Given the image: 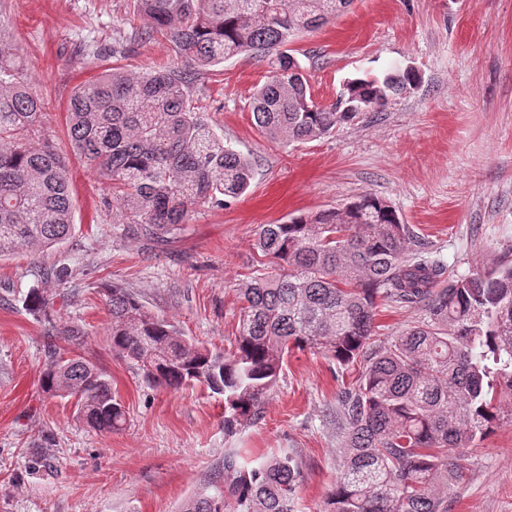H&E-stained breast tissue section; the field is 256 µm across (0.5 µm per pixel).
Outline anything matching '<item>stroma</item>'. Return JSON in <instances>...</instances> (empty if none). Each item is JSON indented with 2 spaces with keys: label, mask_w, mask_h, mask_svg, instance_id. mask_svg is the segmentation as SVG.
<instances>
[{
  "label": "stroma",
  "mask_w": 512,
  "mask_h": 512,
  "mask_svg": "<svg viewBox=\"0 0 512 512\" xmlns=\"http://www.w3.org/2000/svg\"><path fill=\"white\" fill-rule=\"evenodd\" d=\"M133 0H0L12 43L44 98L46 126L67 158L74 230L60 249H22L0 260V512H179L222 486L224 452L257 459L297 452L303 471L296 512H321L342 464L336 404L357 375L321 354L292 352L259 417L224 432V401L202 386L173 391L143 383L110 343L108 293L118 285L207 346L230 348L242 284L266 272L253 247L261 225L336 207L365 193L387 200L448 273L512 262V0H354L350 9L291 45L317 102L330 105L353 78L413 67L418 84L379 112L330 135L283 145L254 125L250 104L267 67L241 55L204 79L200 105L224 142L248 155L247 192L222 207H196L188 223L150 240L115 223L107 184L76 154L66 113L77 86L104 65L139 73L186 64L164 38L129 44L100 62ZM66 265L67 284L43 268ZM55 295L79 289L57 323L83 324L82 356L112 379L129 422L111 434L88 428L71 398L39 385L45 320L21 299L34 285ZM419 308L382 303L374 340L414 325ZM447 512H512V423L460 460Z\"/></svg>",
  "instance_id": "1"
}]
</instances>
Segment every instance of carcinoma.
<instances>
[{"label":"carcinoma","mask_w":512,"mask_h":512,"mask_svg":"<svg viewBox=\"0 0 512 512\" xmlns=\"http://www.w3.org/2000/svg\"><path fill=\"white\" fill-rule=\"evenodd\" d=\"M353 0H135L127 43L161 34L192 62L139 74L118 67L76 88L68 107L73 148L114 190L119 223L133 236L161 238L194 208L222 207L242 196L252 160L226 146L196 111L198 78L235 56L267 62L271 76L254 94L252 113L267 137L305 143L364 112H378L414 89L412 67L353 79L334 105L317 103L303 67L289 53L300 34L322 28ZM145 17L149 25L135 22ZM0 20V258L20 247L55 249L70 236L74 205L66 161L42 130L44 103ZM254 247L275 272L241 288L245 302L233 350L201 346L125 288L108 297L112 354L130 360L144 382L179 390L195 384L224 397V433L260 413L291 351L319 352L340 366L363 360L343 389L336 422L344 443L340 476L321 512H447L458 478L457 453L487 437L506 414L498 390L512 392V265L446 270L417 246L388 202L366 193L341 207L262 226ZM414 305L416 325L371 344L378 301ZM55 299L32 287L23 307L37 318ZM58 335L65 357L46 344L42 391L75 399L96 432L124 428L112 382L77 354L86 330ZM300 463L292 453L248 464L224 453V490L185 502L180 512H295Z\"/></svg>","instance_id":"1"}]
</instances>
